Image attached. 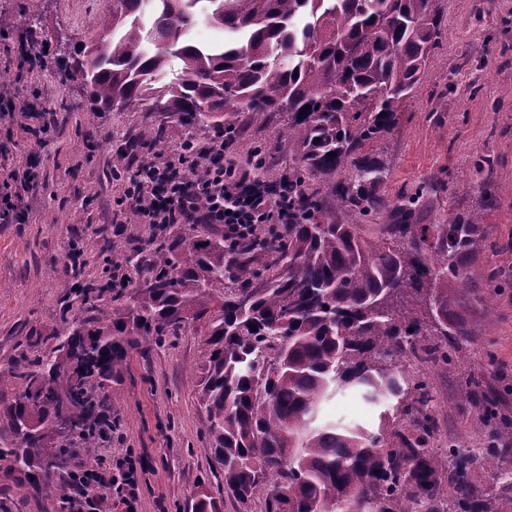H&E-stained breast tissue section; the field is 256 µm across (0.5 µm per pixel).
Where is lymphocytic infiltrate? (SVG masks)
Instances as JSON below:
<instances>
[{"label": "lymphocytic infiltrate", "mask_w": 512, "mask_h": 512, "mask_svg": "<svg viewBox=\"0 0 512 512\" xmlns=\"http://www.w3.org/2000/svg\"><path fill=\"white\" fill-rule=\"evenodd\" d=\"M224 156L220 129L204 149L188 137L173 155H124L114 169L119 214L158 229L168 224H220L231 240L252 237L268 224L287 223V175H280L281 188L274 193L264 180L225 163ZM68 483L72 512H100L108 500L132 512L139 491L138 471L131 463L116 473L97 471L89 482L79 476Z\"/></svg>", "instance_id": "lymphocytic-infiltrate-1"}]
</instances>
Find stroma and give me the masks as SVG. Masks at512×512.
<instances>
[{
	"instance_id": "obj_1",
	"label": "stroma",
	"mask_w": 512,
	"mask_h": 512,
	"mask_svg": "<svg viewBox=\"0 0 512 512\" xmlns=\"http://www.w3.org/2000/svg\"><path fill=\"white\" fill-rule=\"evenodd\" d=\"M440 44L409 98L398 103L392 132L370 152L389 170L390 202L420 195L416 221L443 224L449 217L478 214L493 225L504 249L486 251L473 268L512 272V0H436ZM108 0H0V31L13 52L43 41L46 50L30 64L14 60L11 94L18 102L43 99L51 110L49 143L38 147L34 132L0 118V148L13 167L32 165L37 182L0 180V200L15 203V220H0V369L11 366L28 344L50 347L65 324L82 320L80 306L62 312L64 283L100 284L104 257L123 254L129 242L147 238L146 224H116L117 187L112 170L118 148L136 138L140 112L90 108L79 82L62 78V38L84 40L92 21L108 18ZM237 164L262 150L266 179L290 165L280 129L242 126ZM492 168L479 169L478 158ZM80 253L79 265L69 254ZM475 338L466 343L471 369L489 386L512 384V289L491 308L472 313ZM203 338L193 327L166 337L148 353L132 352L121 395L112 407L113 434L100 442L95 459L83 449L68 454L67 468L103 466L130 458L140 474L133 512H187L199 487L220 501L223 512H264L263 498L237 503L209 451L208 420L198 402ZM456 371H434L436 448L456 443L473 453L485 471L494 461L487 430L477 426L475 407L460 409ZM325 418L377 430L381 407L354 391L325 404ZM0 512H62L58 499L38 492L9 460H0Z\"/></svg>"
}]
</instances>
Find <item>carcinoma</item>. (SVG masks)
Wrapping results in <instances>:
<instances>
[{
  "label": "carcinoma",
  "instance_id": "obj_1",
  "mask_svg": "<svg viewBox=\"0 0 512 512\" xmlns=\"http://www.w3.org/2000/svg\"><path fill=\"white\" fill-rule=\"evenodd\" d=\"M200 13L222 44L189 39ZM440 38L433 0H112L64 75L97 110L144 112L138 141L153 152L167 149L170 116L234 135L244 115L283 125L292 217L233 244L172 224L125 255L130 292L65 286L64 304L76 294L92 316L0 370V390L14 387L0 458L66 499L57 470L76 441L95 454L130 352L192 324L205 337L198 400L211 451L238 502L261 493L265 512H507L512 471L497 469L490 494L475 456L434 448L431 373L403 371L420 350L439 367L464 361L471 300L508 285L469 274L492 227L475 217L418 224L406 203L384 239L348 221L388 217L379 190L389 170L365 146L391 131ZM342 387L396 404L375 432L317 424L320 402ZM456 388L512 445V418L482 377L463 373ZM445 486L446 509L430 508ZM191 512L221 507L203 488Z\"/></svg>",
  "mask_w": 512,
  "mask_h": 512
}]
</instances>
